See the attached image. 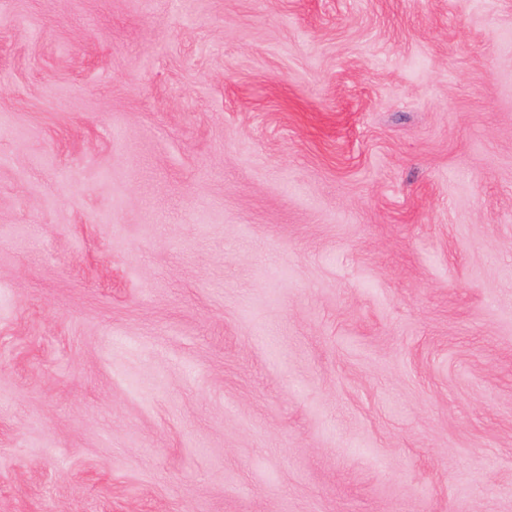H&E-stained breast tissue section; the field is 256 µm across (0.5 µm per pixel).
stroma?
Returning <instances> with one entry per match:
<instances>
[{
  "instance_id": "35a3bbf8",
  "label": "stroma",
  "mask_w": 512,
  "mask_h": 512,
  "mask_svg": "<svg viewBox=\"0 0 512 512\" xmlns=\"http://www.w3.org/2000/svg\"><path fill=\"white\" fill-rule=\"evenodd\" d=\"M0 512H512V0H0Z\"/></svg>"
}]
</instances>
